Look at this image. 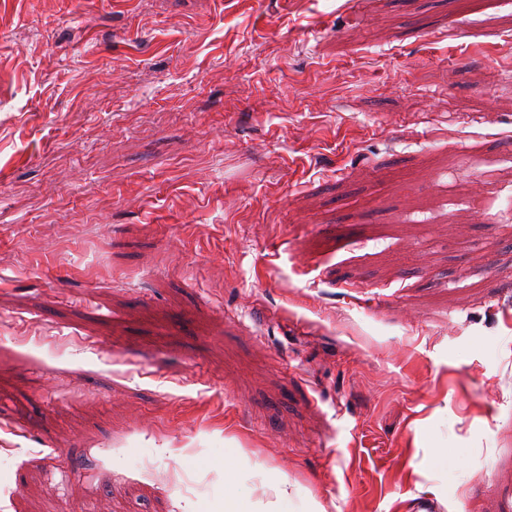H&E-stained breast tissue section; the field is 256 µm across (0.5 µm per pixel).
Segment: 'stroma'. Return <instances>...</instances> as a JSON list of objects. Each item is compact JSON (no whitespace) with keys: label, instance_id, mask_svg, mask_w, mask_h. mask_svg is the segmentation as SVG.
<instances>
[{"label":"stroma","instance_id":"stroma-1","mask_svg":"<svg viewBox=\"0 0 512 512\" xmlns=\"http://www.w3.org/2000/svg\"><path fill=\"white\" fill-rule=\"evenodd\" d=\"M137 495L512 512V0H0V512Z\"/></svg>","mask_w":512,"mask_h":512}]
</instances>
